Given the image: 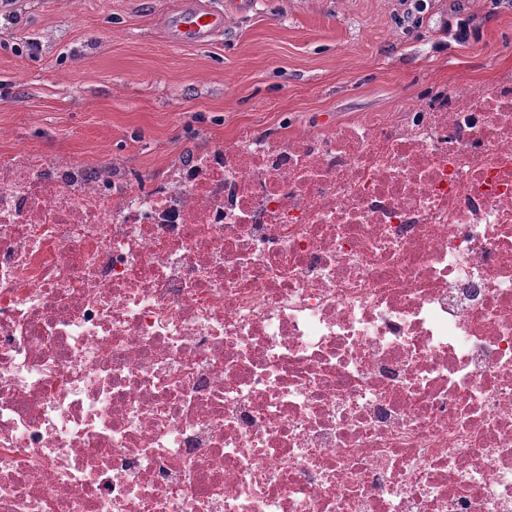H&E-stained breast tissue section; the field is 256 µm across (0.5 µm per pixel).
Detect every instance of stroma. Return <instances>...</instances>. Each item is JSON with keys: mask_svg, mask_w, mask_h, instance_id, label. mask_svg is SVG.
Listing matches in <instances>:
<instances>
[{"mask_svg": "<svg viewBox=\"0 0 512 512\" xmlns=\"http://www.w3.org/2000/svg\"><path fill=\"white\" fill-rule=\"evenodd\" d=\"M6 0L0 5V156L19 148L165 167L252 128L332 131L512 75V11L483 0ZM188 7L218 11L207 42L176 40ZM475 34L441 28L457 10Z\"/></svg>", "mask_w": 512, "mask_h": 512, "instance_id": "obj_1", "label": "stroma"}]
</instances>
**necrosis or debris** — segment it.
I'll return each mask as SVG.
<instances>
[{
  "instance_id": "4bbe7bcc",
  "label": "necrosis or debris",
  "mask_w": 512,
  "mask_h": 512,
  "mask_svg": "<svg viewBox=\"0 0 512 512\" xmlns=\"http://www.w3.org/2000/svg\"><path fill=\"white\" fill-rule=\"evenodd\" d=\"M0 512H512V80L0 161Z\"/></svg>"
}]
</instances>
